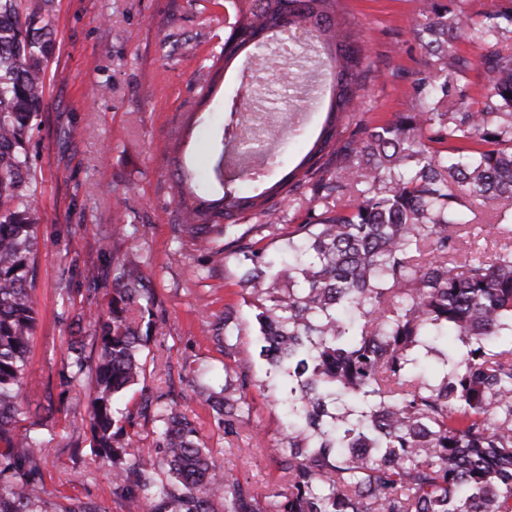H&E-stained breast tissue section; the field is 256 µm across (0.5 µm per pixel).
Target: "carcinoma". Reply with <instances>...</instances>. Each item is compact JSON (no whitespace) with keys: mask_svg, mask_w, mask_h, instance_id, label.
I'll return each instance as SVG.
<instances>
[{"mask_svg":"<svg viewBox=\"0 0 512 512\" xmlns=\"http://www.w3.org/2000/svg\"><path fill=\"white\" fill-rule=\"evenodd\" d=\"M51 0H0V512H106L94 501L52 507L38 482L36 441L14 433L19 390L36 326L37 186L26 148L44 103L55 50ZM230 30L220 59L241 52L277 71L294 68L279 94L259 80L261 107L310 104L314 73L329 104L312 147L280 180L248 195L233 184L265 183L285 164V142L302 126L240 112L224 127L212 172L221 197L199 196L176 169L179 238L237 261L259 350L240 347L232 307L213 326L231 363L224 389L201 392L234 435L256 387L282 412L278 466L288 492L273 512H512V248L461 254L463 230L485 215L489 236L512 238V2L483 14L482 64L494 75L474 110L448 73L468 24L439 0H422L412 28L433 74L414 73V111L340 137L372 70L358 26L339 0H227ZM305 206L312 220L286 231L278 212ZM257 220L242 224L244 215ZM267 238L281 245L269 248ZM105 263L85 270L107 311L88 313L93 364L73 341L76 377L90 369V448L112 466L117 491H151L150 512H268L254 488L212 460L195 423L158 392L140 411L160 423L143 454L116 401L139 384L143 349L164 335L150 281L135 255L101 244ZM438 356L431 377L421 368ZM265 360L272 383L247 374ZM166 478L151 479L159 470Z\"/></svg>","mask_w":512,"mask_h":512,"instance_id":"1","label":"carcinoma"}]
</instances>
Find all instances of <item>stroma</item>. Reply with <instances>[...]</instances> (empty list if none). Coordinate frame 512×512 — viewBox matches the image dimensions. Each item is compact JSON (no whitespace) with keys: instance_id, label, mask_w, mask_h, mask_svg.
<instances>
[{"instance_id":"35a3bbf8","label":"stroma","mask_w":512,"mask_h":512,"mask_svg":"<svg viewBox=\"0 0 512 512\" xmlns=\"http://www.w3.org/2000/svg\"><path fill=\"white\" fill-rule=\"evenodd\" d=\"M418 6V0H342L380 73L367 84L358 122L373 126L413 111L410 82L425 68L411 33ZM50 20L56 49L27 143L38 182V321L14 424L15 433L37 442L42 496L64 505L93 500L107 512H149L142 494L116 495L111 468L92 458L91 376L68 377L69 325L87 305L84 269L100 264L101 236L120 225L129 236L119 251L137 249L166 313L164 336L149 345L155 360L145 387L172 391L213 459L275 502L287 489L277 470L278 409L250 391V416L228 436L193 392L198 384L216 392L224 385V350L212 339V321L228 306L250 315L235 261L199 252L173 230L175 165L197 171L208 196L222 193L207 172L231 121V101L245 89L243 61L229 65L208 101L199 88L229 31L224 0H54ZM456 48L469 60L458 82L477 104L491 79L481 63L479 26L465 29Z\"/></svg>"}]
</instances>
